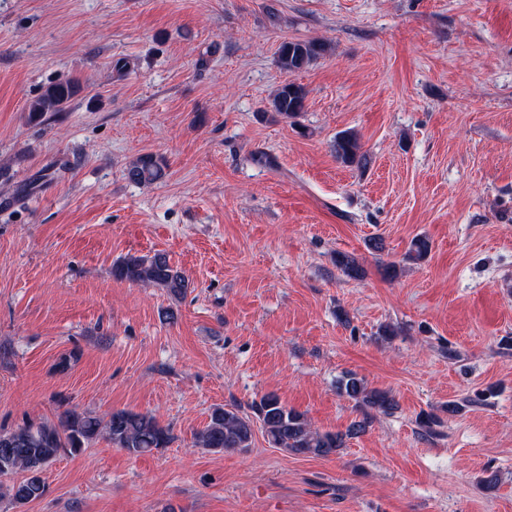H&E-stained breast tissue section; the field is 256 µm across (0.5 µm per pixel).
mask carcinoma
Returning a JSON list of instances; mask_svg holds the SVG:
<instances>
[{
    "instance_id": "cac0c4a2",
    "label": "carcinoma",
    "mask_w": 512,
    "mask_h": 512,
    "mask_svg": "<svg viewBox=\"0 0 512 512\" xmlns=\"http://www.w3.org/2000/svg\"><path fill=\"white\" fill-rule=\"evenodd\" d=\"M322 52L323 46L315 41H288L280 47L277 64L284 73L293 74L308 67ZM79 90L80 86L71 81L47 86L30 101L29 119L38 121L49 112L64 111ZM305 99L303 87L288 80L277 88L270 100V110L281 118L295 119L304 111ZM333 151L336 159L348 166L365 168L369 163L367 154L362 152L360 138L353 130L336 134ZM163 175V163L150 154L135 158L126 169L127 179L136 184L153 183ZM430 250L427 238L416 237L404 259L423 260ZM336 266L352 279L360 278L363 273L360 265L346 254L336 256ZM112 274L117 279L164 288L174 296L184 294L189 288L188 279L163 252L125 257L112 266ZM339 390L360 405L384 413L396 406L389 392L368 388L365 381L353 373L343 377ZM252 410L262 424L268 443L294 455L330 456L344 447L345 438L362 432L368 425V418L364 417L353 422L344 434L321 432L312 427L303 413L286 406L274 393L262 396ZM253 419L236 409L218 407L212 411L207 425L195 434V446L214 452H243L251 447ZM100 436L131 455L166 448L171 442L170 430L161 426L156 418L125 409L115 410L105 418L68 409L56 423L23 424L9 431L0 429V476L17 471L24 473L22 480L0 486V499L6 498L19 506L42 499L47 492L43 479L45 467L61 453L80 451Z\"/></svg>"
}]
</instances>
